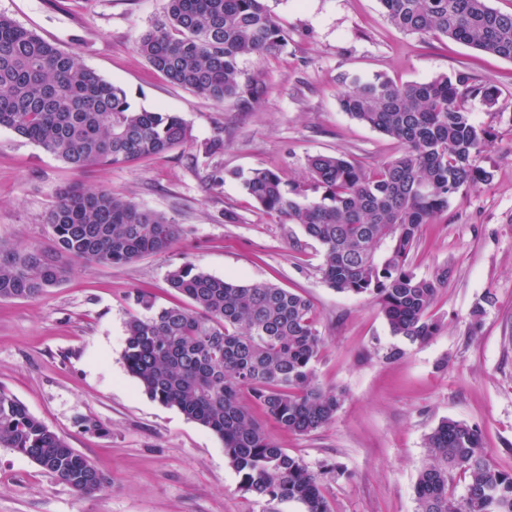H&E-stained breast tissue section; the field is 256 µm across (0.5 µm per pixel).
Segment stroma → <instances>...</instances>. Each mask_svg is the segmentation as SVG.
<instances>
[{"label": "stroma", "instance_id": "obj_1", "mask_svg": "<svg viewBox=\"0 0 512 512\" xmlns=\"http://www.w3.org/2000/svg\"><path fill=\"white\" fill-rule=\"evenodd\" d=\"M288 33L280 52L246 58L245 75L269 91L254 111L173 85L135 42L166 0H0V15L75 53L122 87L134 107L172 112L191 140L124 166L76 171L0 127V241L51 245L45 216L74 183L161 212L180 226L174 247L127 265L75 264L35 300H0V389L63 436L106 479L79 496L31 459L0 447V512H304L241 488L223 442L176 408L151 399L128 371L125 326L135 291L174 301L167 278L183 263L238 283L271 282L313 304L323 343L315 380L343 394L334 419L298 435L261 410L270 438L318 476L330 512H416L425 438L443 419L476 426L497 466L512 470V61L444 37L405 34L379 0H265ZM354 72L399 83L467 74L495 86L498 102L467 109L495 135L476 163L489 183L455 196L424 225L411 269L437 281L441 324L423 344L399 343L378 306L323 280L320 247L244 194L239 174L275 168L308 177L307 159L340 154L370 170L398 145L339 108L338 79ZM223 141L207 155L204 143ZM401 345L402 358L385 354ZM101 428L85 430L82 419ZM340 465L341 473L331 472Z\"/></svg>", "mask_w": 512, "mask_h": 512}]
</instances>
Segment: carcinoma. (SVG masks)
Instances as JSON below:
<instances>
[{
    "instance_id": "obj_1",
    "label": "carcinoma",
    "mask_w": 512,
    "mask_h": 512,
    "mask_svg": "<svg viewBox=\"0 0 512 512\" xmlns=\"http://www.w3.org/2000/svg\"><path fill=\"white\" fill-rule=\"evenodd\" d=\"M406 34L443 36L512 61V13L488 0H379ZM288 33L264 0H167L136 52L170 82L216 103L252 112L266 96L260 77L241 78L240 62L276 52ZM342 111L394 140L399 153L371 172L338 154L307 159L309 179L289 184L273 168L241 177L244 193L283 224H298L319 245L322 278L336 292L376 303L392 335L425 343L440 331L430 315L437 283L409 269L423 225L452 197L487 183L476 165L491 131L477 126L468 99L495 105L498 91L459 74L398 84L347 74ZM0 127L37 144L74 170L122 166L190 140L179 116L132 108L126 91L88 70L77 56L0 15ZM49 249L0 242V300L35 299L67 276L70 264H131L169 250L179 225L130 199L79 185L62 189L48 213ZM183 301L156 305L127 323L124 360L152 399L177 408L224 443L242 489L257 497L329 512L317 477L277 446L242 402L246 391L288 431L312 433L332 421L342 395L314 376L322 336L312 303L269 282L235 284L191 262L170 272ZM0 446L22 454L81 496L105 489L97 468L0 390ZM415 485L417 512H512V470L483 451L479 431L441 421L426 437ZM467 474L465 493L449 486Z\"/></svg>"
}]
</instances>
